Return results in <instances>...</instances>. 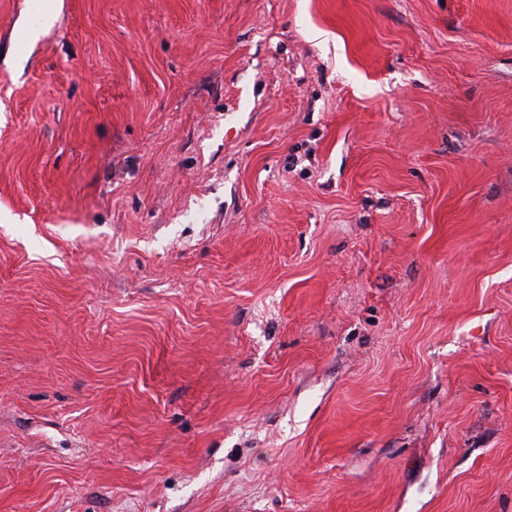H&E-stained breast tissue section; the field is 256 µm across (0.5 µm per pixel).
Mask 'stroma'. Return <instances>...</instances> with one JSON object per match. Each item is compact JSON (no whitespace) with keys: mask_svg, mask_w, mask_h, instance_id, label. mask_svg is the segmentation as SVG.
I'll use <instances>...</instances> for the list:
<instances>
[{"mask_svg":"<svg viewBox=\"0 0 512 512\" xmlns=\"http://www.w3.org/2000/svg\"><path fill=\"white\" fill-rule=\"evenodd\" d=\"M0 512H512V0H0Z\"/></svg>","mask_w":512,"mask_h":512,"instance_id":"stroma-1","label":"stroma"}]
</instances>
